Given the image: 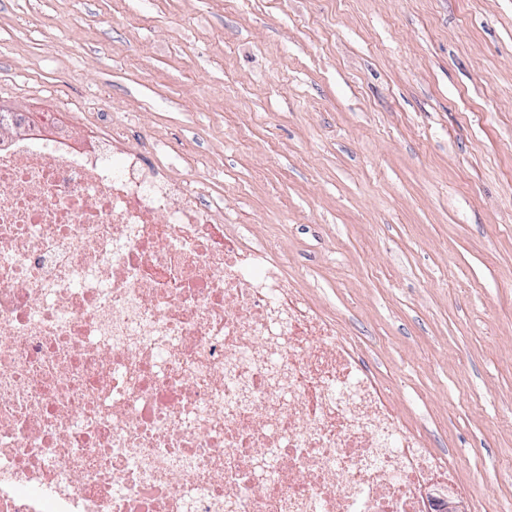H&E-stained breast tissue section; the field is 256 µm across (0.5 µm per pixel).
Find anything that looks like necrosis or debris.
Returning a JSON list of instances; mask_svg holds the SVG:
<instances>
[{"label":"necrosis or debris","instance_id":"4bbe7bcc","mask_svg":"<svg viewBox=\"0 0 512 512\" xmlns=\"http://www.w3.org/2000/svg\"><path fill=\"white\" fill-rule=\"evenodd\" d=\"M0 145V512H428L460 490L268 248L117 135Z\"/></svg>","mask_w":512,"mask_h":512}]
</instances>
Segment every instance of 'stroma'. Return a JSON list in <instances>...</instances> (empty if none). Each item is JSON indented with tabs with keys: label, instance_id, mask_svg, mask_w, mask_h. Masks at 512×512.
Here are the masks:
<instances>
[{
	"label": "stroma",
	"instance_id": "1",
	"mask_svg": "<svg viewBox=\"0 0 512 512\" xmlns=\"http://www.w3.org/2000/svg\"><path fill=\"white\" fill-rule=\"evenodd\" d=\"M1 108L150 134L512 501V0H0Z\"/></svg>",
	"mask_w": 512,
	"mask_h": 512
}]
</instances>
